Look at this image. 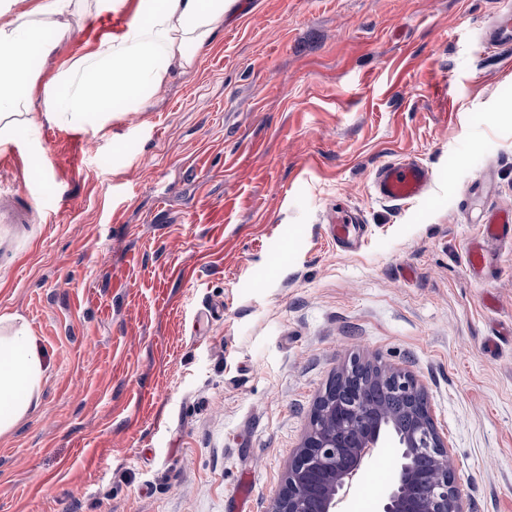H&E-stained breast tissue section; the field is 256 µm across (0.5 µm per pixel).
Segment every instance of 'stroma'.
<instances>
[{
	"mask_svg": "<svg viewBox=\"0 0 512 512\" xmlns=\"http://www.w3.org/2000/svg\"><path fill=\"white\" fill-rule=\"evenodd\" d=\"M499 0H238L192 71L104 131L42 121L0 151L41 221L0 255V314L44 352L37 408L0 437V512H267L350 355L410 370L465 512H512V43ZM111 15L89 0L42 78ZM426 194L374 197L380 167ZM366 231L337 248V212ZM376 449L344 512H375ZM499 3L502 6L497 13L493 37L497 42L510 44L512 42V4L508 0ZM432 175L417 161L387 164L378 169L373 180L374 194L386 202H406L423 195ZM512 216L504 218L501 214H493L482 225L483 238L487 241L512 240Z\"/></svg>",
	"mask_w": 512,
	"mask_h": 512,
	"instance_id": "1",
	"label": "stroma"
}]
</instances>
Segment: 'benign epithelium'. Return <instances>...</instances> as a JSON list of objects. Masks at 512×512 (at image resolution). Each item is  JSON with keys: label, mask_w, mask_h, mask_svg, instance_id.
Instances as JSON below:
<instances>
[{"label": "benign epithelium", "mask_w": 512, "mask_h": 512, "mask_svg": "<svg viewBox=\"0 0 512 512\" xmlns=\"http://www.w3.org/2000/svg\"><path fill=\"white\" fill-rule=\"evenodd\" d=\"M375 389L402 401L411 420L407 429H396L369 399ZM385 447L399 449V461L395 480L381 493L378 512H464L448 469L451 450L436 431L426 388L408 370L356 357L341 366L318 400L309 431L268 512H342L364 464L375 449ZM421 454L432 458L427 470L416 466Z\"/></svg>", "instance_id": "obj_1"}]
</instances>
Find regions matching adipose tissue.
<instances>
[{"label": "adipose tissue", "instance_id": "1", "mask_svg": "<svg viewBox=\"0 0 512 512\" xmlns=\"http://www.w3.org/2000/svg\"><path fill=\"white\" fill-rule=\"evenodd\" d=\"M0 0V147L35 134L40 118L63 127H104L114 104L146 110L174 72L191 70L234 0H137L111 34L40 82L69 38L85 0ZM43 357L28 323L0 315V436L37 407Z\"/></svg>", "mask_w": 512, "mask_h": 512}]
</instances>
